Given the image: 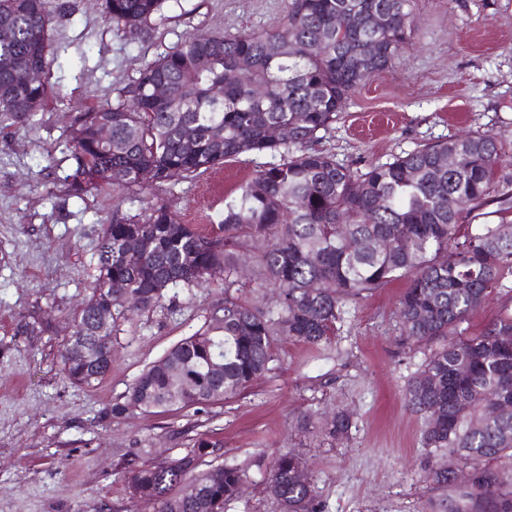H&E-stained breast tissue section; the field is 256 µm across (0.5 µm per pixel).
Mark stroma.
Returning <instances> with one entry per match:
<instances>
[{"instance_id":"obj_1","label":"stroma","mask_w":512,"mask_h":512,"mask_svg":"<svg viewBox=\"0 0 512 512\" xmlns=\"http://www.w3.org/2000/svg\"><path fill=\"white\" fill-rule=\"evenodd\" d=\"M51 84L63 102L31 130L0 127V512H149L117 471L124 453L162 459L206 433L222 460L245 472L227 512H275L264 483L279 452L310 459L326 512H436L443 494L425 479L422 420L404 389L428 346L400 344L399 279L356 303L318 349L280 338L269 371L236 397L166 414L108 416L128 388L224 305V278L168 295L121 323L112 372L81 390L60 372L72 313L94 285V247L114 213L164 203L183 224L218 223L227 202L272 158L246 154L210 174L168 186L89 193L66 190L67 130L76 113L114 100L139 68L189 33L271 29L288 0H170L165 19L130 39L106 23L102 0H55ZM416 32L404 56L352 93L317 144L353 168L384 163L463 131L512 149V0H415ZM49 332L28 329L32 319ZM344 411L349 433L327 445L306 416Z\"/></svg>"}]
</instances>
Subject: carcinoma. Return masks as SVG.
I'll use <instances>...</instances> for the list:
<instances>
[{
    "label": "carcinoma",
    "mask_w": 512,
    "mask_h": 512,
    "mask_svg": "<svg viewBox=\"0 0 512 512\" xmlns=\"http://www.w3.org/2000/svg\"><path fill=\"white\" fill-rule=\"evenodd\" d=\"M167 0H103L107 22L134 38L156 27ZM414 0H291L273 30L188 34L146 63L123 94L77 113L69 130L70 193L167 183L249 153L280 157L256 172L224 208L213 233L176 223L165 205L141 216L114 213L95 251L91 294L73 317L60 353L70 384L93 388L112 372V333L135 310L162 305L224 274V313L143 371L114 417L220 404L259 380L286 336L310 346L331 340L346 307L404 278L398 313L404 340L430 346L407 381L405 400L423 419L428 478L456 512H512V312L476 336L448 340L512 276V196L495 194L494 173L512 162L488 133L416 147L391 162L353 169L314 148L352 92L392 66L415 31ZM381 16L375 29L367 14ZM53 0H0V124L33 128L60 91L49 84ZM42 72L29 85L28 69ZM168 95L158 98L153 87ZM222 97L213 95L214 89ZM112 117L108 142L98 136ZM288 128L273 139L271 126ZM453 167H448V160ZM497 204L498 224H478ZM136 239L140 252L126 243ZM385 240L388 247H378ZM250 246L261 308L233 296L238 249ZM497 397L491 417L484 395ZM338 411L320 422L331 441L348 434ZM222 445L206 433L152 464L122 455L130 498L152 512H226L239 500L243 470L200 469ZM302 455L281 452L266 473L279 484V512H324L313 477L295 480Z\"/></svg>",
    "instance_id": "obj_1"
}]
</instances>
